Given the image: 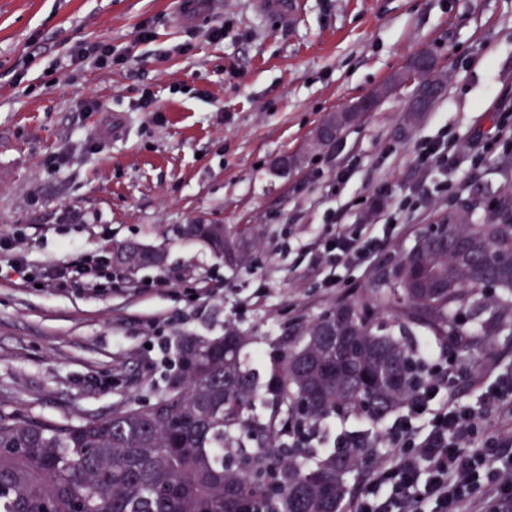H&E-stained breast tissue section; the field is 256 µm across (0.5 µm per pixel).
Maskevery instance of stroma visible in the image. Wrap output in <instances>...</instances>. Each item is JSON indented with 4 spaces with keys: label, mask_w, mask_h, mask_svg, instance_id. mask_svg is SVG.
<instances>
[{
    "label": "stroma",
    "mask_w": 512,
    "mask_h": 512,
    "mask_svg": "<svg viewBox=\"0 0 512 512\" xmlns=\"http://www.w3.org/2000/svg\"><path fill=\"white\" fill-rule=\"evenodd\" d=\"M176 2L0 0V233L22 232L34 265L131 242L165 253L158 266L114 269L103 292L0 275V404L78 422L154 399L176 336H219L229 324L257 336L251 356L266 353L293 316L369 282V263L333 288L301 279L330 215L361 223L351 199L383 181L396 194L413 187L419 142L490 128L499 102L512 101V0H300L289 16L263 13L258 0H211L193 24ZM147 19L153 37L142 42ZM216 26L223 38L210 37ZM99 40L127 49L128 61L109 72L56 67ZM425 50L445 82L431 111L410 118L412 89L398 87L336 147L276 173L275 159L299 151L327 114ZM464 55L475 62L457 69ZM145 89L157 112L135 109ZM352 155L358 166L337 186ZM199 221L245 231L249 263L229 269L180 236Z\"/></svg>",
    "instance_id": "obj_1"
}]
</instances>
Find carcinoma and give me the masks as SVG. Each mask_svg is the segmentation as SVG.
Listing matches in <instances>:
<instances>
[{
    "mask_svg": "<svg viewBox=\"0 0 512 512\" xmlns=\"http://www.w3.org/2000/svg\"><path fill=\"white\" fill-rule=\"evenodd\" d=\"M512 187L495 199L462 200L447 211L448 238L471 255L429 252V273L448 291L405 287L404 250L395 278L298 316L270 342L262 370L246 368L253 337L176 340L174 371L154 400H133L78 423L0 406V512H343L359 469L377 451L368 429L345 447L318 448V426L362 415L373 424L400 411L432 375L413 335L453 340L461 360L512 336V223L500 220ZM222 224H185L183 238L231 266L249 261L250 242Z\"/></svg>",
    "mask_w": 512,
    "mask_h": 512,
    "instance_id": "carcinoma-1",
    "label": "carcinoma"
}]
</instances>
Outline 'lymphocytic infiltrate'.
Segmentation results:
<instances>
[{
	"mask_svg": "<svg viewBox=\"0 0 512 512\" xmlns=\"http://www.w3.org/2000/svg\"><path fill=\"white\" fill-rule=\"evenodd\" d=\"M512 133V104L498 106L488 130H475L470 147L457 138L440 135L419 144L414 167L417 186L401 195L380 190L365 206L359 224H346L334 214L335 232L318 238L313 247L336 266L367 263L385 238L395 232L404 210L432 202L441 193L458 191L455 175L461 166L476 170L493 155L505 133ZM27 244L17 233L0 234V271L20 276L26 287L76 285L95 290L112 285V270L101 259L31 267ZM458 373L446 357H439L426 390L409 403L391 426L392 450L365 472L363 485L347 512H423L424 502L435 512H512V432L488 437L478 451L466 450L477 436L482 415L461 406L451 391Z\"/></svg>",
	"mask_w": 512,
	"mask_h": 512,
	"instance_id": "lymphocytic-infiltrate-1",
	"label": "lymphocytic infiltrate"
}]
</instances>
